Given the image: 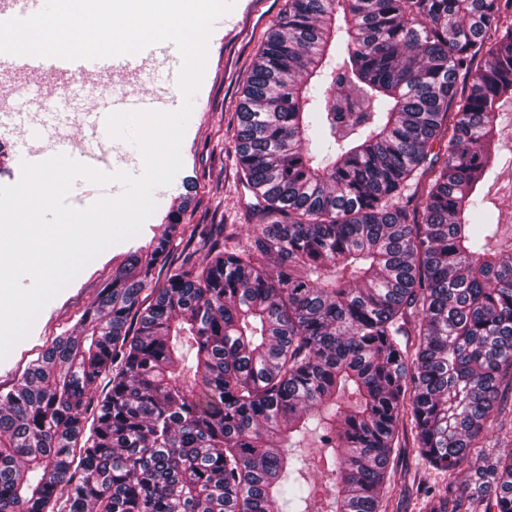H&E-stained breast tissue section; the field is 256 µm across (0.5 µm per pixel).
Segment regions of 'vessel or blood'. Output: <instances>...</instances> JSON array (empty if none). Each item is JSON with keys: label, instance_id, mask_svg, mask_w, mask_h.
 <instances>
[{"label": "vessel or blood", "instance_id": "1", "mask_svg": "<svg viewBox=\"0 0 512 512\" xmlns=\"http://www.w3.org/2000/svg\"><path fill=\"white\" fill-rule=\"evenodd\" d=\"M45 3L46 0H0V21L35 14ZM178 61V56L166 48L112 59L69 61L20 57L13 61L8 77L23 95L0 101V126L27 131L28 139L18 153L19 159L39 163L63 153L90 167L115 171L119 158L113 153L112 139L107 132L108 115L131 110L173 112L181 107L183 100L163 85L140 92L111 90L113 73L119 71L138 78L146 70H163ZM86 72L93 73L96 85L103 87L104 92L95 97L91 110L86 112L84 134L77 139L64 131L60 115L69 107L72 94L85 89L82 75ZM49 82L62 83L63 94L53 96L46 92L44 86ZM99 194V187L80 179L67 201L73 207L84 208Z\"/></svg>", "mask_w": 512, "mask_h": 512}]
</instances>
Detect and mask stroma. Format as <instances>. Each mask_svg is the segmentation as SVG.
I'll return each mask as SVG.
<instances>
[{"label": "stroma", "mask_w": 512, "mask_h": 512, "mask_svg": "<svg viewBox=\"0 0 512 512\" xmlns=\"http://www.w3.org/2000/svg\"><path fill=\"white\" fill-rule=\"evenodd\" d=\"M285 7L286 0H266L248 33L229 42L223 29L213 30L204 76L193 100L194 116L181 144V170L169 186L155 190L157 208L137 236L103 251L44 306L29 334L0 361V391L12 388L56 336L76 326L128 254L146 248L161 234L163 218L171 209L183 207L187 224L230 225L239 242L245 240L251 225L259 223L262 215L253 193L239 176L233 150L236 112L252 63ZM496 125L499 163L482 191L495 204L497 214L503 215L512 211L511 102L499 110ZM390 477L396 494L389 512H423L422 491L447 482L441 471L425 467L417 459L406 426L400 429V454Z\"/></svg>", "instance_id": "35a3bbf8"}]
</instances>
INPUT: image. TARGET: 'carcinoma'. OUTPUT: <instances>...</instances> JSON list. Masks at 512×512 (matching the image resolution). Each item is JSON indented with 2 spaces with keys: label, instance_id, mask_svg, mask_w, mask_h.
Masks as SVG:
<instances>
[{
  "label": "carcinoma",
  "instance_id": "cac0c4a2",
  "mask_svg": "<svg viewBox=\"0 0 512 512\" xmlns=\"http://www.w3.org/2000/svg\"><path fill=\"white\" fill-rule=\"evenodd\" d=\"M506 101L512 0H287L234 134L266 223L230 250L170 211L0 391V512H389L406 422L448 473L425 512H512V453L472 464L512 416V241L476 193ZM186 234L203 261L155 282Z\"/></svg>",
  "mask_w": 512,
  "mask_h": 512
}]
</instances>
